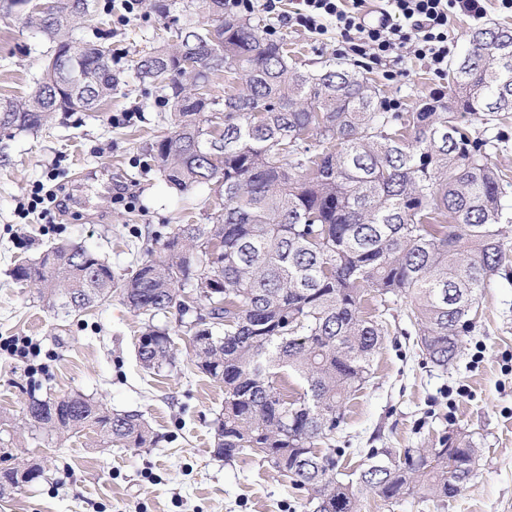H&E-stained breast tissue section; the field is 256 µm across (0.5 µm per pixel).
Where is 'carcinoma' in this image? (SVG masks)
<instances>
[{
	"mask_svg": "<svg viewBox=\"0 0 512 512\" xmlns=\"http://www.w3.org/2000/svg\"><path fill=\"white\" fill-rule=\"evenodd\" d=\"M21 1L50 47L33 92L0 99V128L36 133L54 112L97 111L118 78L110 48L74 35L81 5L93 0L51 11L38 8L43 0H0V16ZM218 11L224 30L215 41L194 16ZM182 17L189 24L174 19L177 47H155L135 67L170 114V128L147 153L181 192L220 179L224 207L207 224L175 225L160 251L122 280L68 242L17 263L14 279L64 316L114 293L151 320L184 315L181 292L193 288L204 302L189 327L193 362L224 386L214 456L231 462L259 452L308 492L313 512H358L365 491L386 500L456 497L479 457L468 435L458 433L451 472L436 448L418 455L371 448L356 480L344 483L336 432L346 401L369 382L385 335L368 301L409 300L423 357L446 368L471 332L470 307L512 258L503 243L512 202L490 161L492 140L462 124L465 113L494 121L512 112V27L470 31L468 51L448 66V99L386 112L359 72L331 63L299 71L285 40H268L251 19L225 13L224 0H186ZM219 71L244 79L222 100L208 93ZM208 113L223 114V123L209 125ZM137 356L147 370L176 366L168 329L148 323ZM292 375L302 390L291 394ZM22 425L66 439L88 429L109 446L153 442L141 413L111 412L80 392L30 394ZM44 475L28 462L0 469V498Z\"/></svg>",
	"mask_w": 512,
	"mask_h": 512,
	"instance_id": "carcinoma-1",
	"label": "carcinoma"
}]
</instances>
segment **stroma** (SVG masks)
Segmentation results:
<instances>
[{
    "label": "stroma",
    "mask_w": 512,
    "mask_h": 512,
    "mask_svg": "<svg viewBox=\"0 0 512 512\" xmlns=\"http://www.w3.org/2000/svg\"><path fill=\"white\" fill-rule=\"evenodd\" d=\"M482 20L454 12L448 25L451 56L468 46L478 22H507L496 0H486ZM263 36L286 40L299 70L324 61L354 66L356 55L335 26L317 34L283 26L277 15L254 9ZM168 19L135 12L122 21L88 18L78 31L122 54L119 85L96 112H57L38 133L0 134V448L22 446L40 463L45 480L0 499V512H309L295 489L260 454L232 462L214 456L213 423L224 406V388L194 366L188 334L177 313L157 316L176 340L175 367L144 369L136 357L147 316L119 296L77 316L54 314L36 288L16 282L18 261L34 259L53 243L85 245L105 259L116 277L134 269L154 233L179 223L187 202L203 224L224 206L221 183L183 194L168 186L143 152L167 131L157 93L139 81L135 64L153 47L173 44ZM46 39L24 16L0 18V97L31 93ZM403 74L387 79L385 68L366 76L385 101L409 112L438 97L445 85L411 51L401 53ZM466 123L494 139L491 160L507 176L512 197V114L487 123ZM50 190L64 207L29 208L35 189ZM452 366L427 364L407 318L406 300L388 303L379 320L388 334L373 357L370 381L352 396L336 435L346 451L339 470L351 480L370 448L398 451L437 448L452 431L471 435L480 450L476 476L454 498L385 500L368 492L362 512H512V265L484 288ZM57 397L81 392L109 410L143 414L154 442L147 448H104L89 431L57 442L20 428L30 391Z\"/></svg>",
    "instance_id": "1"
}]
</instances>
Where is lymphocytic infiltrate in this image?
I'll use <instances>...</instances> for the list:
<instances>
[{
    "label": "lymphocytic infiltrate",
    "instance_id": "1",
    "mask_svg": "<svg viewBox=\"0 0 512 512\" xmlns=\"http://www.w3.org/2000/svg\"><path fill=\"white\" fill-rule=\"evenodd\" d=\"M289 23L312 32L334 24L341 34H354L352 51L371 63L411 47L434 75L448 77V17L457 9L483 18L482 0H383L375 18L362 12L365 0H293Z\"/></svg>",
    "mask_w": 512,
    "mask_h": 512
}]
</instances>
